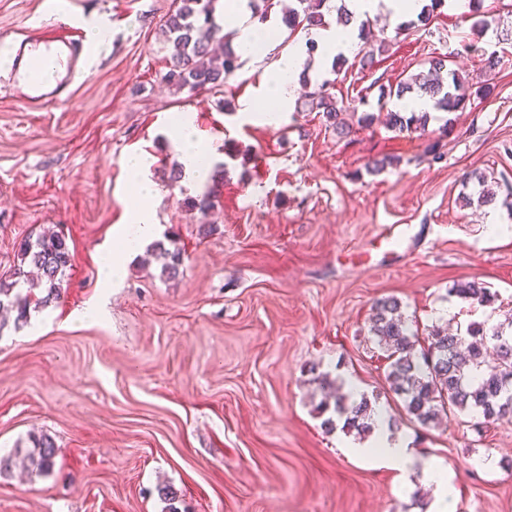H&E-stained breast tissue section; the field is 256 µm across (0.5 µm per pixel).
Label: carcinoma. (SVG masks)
Here are the masks:
<instances>
[{"mask_svg":"<svg viewBox=\"0 0 512 512\" xmlns=\"http://www.w3.org/2000/svg\"><path fill=\"white\" fill-rule=\"evenodd\" d=\"M280 0H251L253 22L264 23ZM327 0H295V6L282 14L290 32L326 26ZM218 0H174L163 27L173 45L166 83L177 89L200 90L224 85L241 66L239 47L233 45L236 34L224 31V15H216ZM485 0H468L472 28L480 34L489 31L493 8H484ZM449 55L429 57L426 70L380 89L379 109L393 99H401L417 88L434 101L442 112H463L471 97L480 94L474 84L449 66ZM334 82L323 81L307 92L309 111L322 114L326 127L340 138L351 133L343 118L347 107L331 93ZM388 127L394 131H425L426 118L416 112L405 115L390 111ZM218 199L212 188L187 201L186 207L203 216L214 210ZM162 275L175 279L183 264L182 251L158 248ZM70 262L64 235L44 233L20 244L13 271L0 277V309L16 311L15 324L28 320L30 308L46 307L61 296L66 269ZM462 300L490 305L495 294L478 282H467L452 289ZM370 331L374 343L387 361L385 382L388 390L401 401L408 420L428 429L441 415L450 411L468 414L485 423L512 421V313L504 321L487 326L473 323L465 334L433 326L419 341L402 305L394 297H385L372 305ZM326 399L317 404L321 412L331 411L343 421L342 429L365 438L372 432L377 400L363 393L344 390L340 379L327 373L315 377ZM58 448L47 434L30 436V446L16 447L0 455V475L12 471L15 458L23 456L31 471L44 474L51 470Z\"/></svg>","mask_w":512,"mask_h":512,"instance_id":"obj_1","label":"carcinoma"}]
</instances>
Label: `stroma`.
<instances>
[{
	"label": "stroma",
	"mask_w": 512,
	"mask_h": 512,
	"mask_svg": "<svg viewBox=\"0 0 512 512\" xmlns=\"http://www.w3.org/2000/svg\"><path fill=\"white\" fill-rule=\"evenodd\" d=\"M172 5L68 0L107 33L70 100L36 107L20 98L6 46L54 19L44 0H0V276L45 230L71 251L60 299L0 328V453L33 434L58 447L47 474L0 477V512H423L434 489L420 473L350 455L348 434L325 426L317 372L389 401L395 430L450 465L456 512H512V423L478 429L451 412L415 429L387 393L370 332L372 303L387 296L422 330L494 324L512 310V41L476 35L464 10L445 5L428 28L374 21L346 53L306 52L301 77L332 80L349 106L340 138L297 94L277 123L244 115L280 53L305 45L279 24L227 84L169 86ZM366 46L370 68L358 56ZM493 50L502 62L489 72L481 58ZM434 52L450 53L483 95L463 112H429L424 136L395 133L381 115L363 122L360 96L422 71ZM183 116L223 165L205 218L186 207L192 191L169 181L180 154L168 131ZM134 151L151 162L157 240L179 247L183 266L166 279L143 249L106 288L99 258L132 216L123 158ZM380 159L384 170L369 172ZM482 178L492 203L465 205ZM387 224L410 234L388 267L372 248ZM468 281L495 303L453 295ZM93 303L103 321L82 319ZM478 457L492 466L475 467ZM165 485L173 501L160 498Z\"/></svg>",
	"instance_id": "1"
}]
</instances>
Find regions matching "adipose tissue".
Returning <instances> with one entry per match:
<instances>
[{"label": "adipose tissue", "instance_id": "adipose-tissue-1", "mask_svg": "<svg viewBox=\"0 0 512 512\" xmlns=\"http://www.w3.org/2000/svg\"><path fill=\"white\" fill-rule=\"evenodd\" d=\"M169 137L181 155L184 182L195 188L208 181L215 157L212 147L196 139L192 126L185 120L170 128ZM123 164L136 188L133 222L121 229L116 246L102 255V282L107 288L123 279L130 258L158 233L151 203L154 188L148 177V157L131 152L125 156ZM348 448L358 456L367 455L375 448L387 465L401 473L421 471L426 480L435 486V498L429 512H455L456 503L451 497L446 468L435 459L423 455L418 449L410 447L404 435L390 428L387 414H379L376 419L372 446L352 442Z\"/></svg>", "mask_w": 512, "mask_h": 512}]
</instances>
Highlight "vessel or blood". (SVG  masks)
<instances>
[{
	"instance_id": "b4317fda",
	"label": "vessel or blood",
	"mask_w": 512,
	"mask_h": 512,
	"mask_svg": "<svg viewBox=\"0 0 512 512\" xmlns=\"http://www.w3.org/2000/svg\"><path fill=\"white\" fill-rule=\"evenodd\" d=\"M14 42L11 74L24 103L44 106L67 101L73 81L88 67L90 44L85 30L70 21L46 28L40 38L21 35Z\"/></svg>"
}]
</instances>
